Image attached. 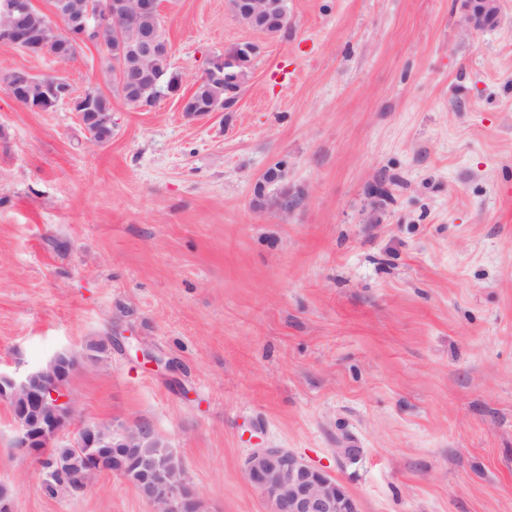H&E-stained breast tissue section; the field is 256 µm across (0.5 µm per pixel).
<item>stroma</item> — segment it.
I'll return each mask as SVG.
<instances>
[{"mask_svg": "<svg viewBox=\"0 0 512 512\" xmlns=\"http://www.w3.org/2000/svg\"><path fill=\"white\" fill-rule=\"evenodd\" d=\"M469 34L463 0H287L275 36L226 0H162L170 64L260 52L234 111L131 110L101 49L0 73L112 102L92 144L68 106L0 86V372L61 352L77 425L149 426L202 512H268L258 446L325 470L359 512H512V0ZM296 207L253 204L269 168ZM352 458L337 456L345 446ZM12 512H151L97 474L49 496L0 397Z\"/></svg>", "mask_w": 512, "mask_h": 512, "instance_id": "1", "label": "stroma"}]
</instances>
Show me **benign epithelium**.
I'll return each mask as SVG.
<instances>
[{
    "label": "benign epithelium",
    "instance_id": "1",
    "mask_svg": "<svg viewBox=\"0 0 512 512\" xmlns=\"http://www.w3.org/2000/svg\"><path fill=\"white\" fill-rule=\"evenodd\" d=\"M34 2L25 0L23 4H8L0 11V46L17 49L25 54L32 53V34L13 18V12L32 10ZM278 3L274 0H244L243 6L232 11L235 19L251 29L268 33L269 26L276 23L280 28L288 25V14L275 15ZM465 23L468 33L480 32L495 25L499 18V0H464ZM79 23L71 33L78 45H98L112 49L106 44L104 34L121 38L118 19L129 13L135 16L160 14V0H81L78 5ZM259 54V46L254 43H241L231 53L215 60L224 69V82L228 86L225 106L234 108L240 96L236 89L241 72L251 69ZM94 95L87 90L77 93L68 90L67 95L54 102L65 104L79 114L82 120H92L97 124L112 125V113L85 112L86 101ZM0 393L8 394L12 408L24 407L23 413H14L19 430L18 446L28 455L38 454L39 449L49 446L55 433L32 423L29 414H38L48 400L57 407H64L67 413L73 412L71 398L62 395L48 382L32 385L28 376H10L0 373ZM104 424H83L79 427L73 447L92 467L105 472L107 468L99 448L102 446L101 431ZM152 441V433L144 428L123 430L112 440V455L116 456L124 448H135ZM245 472L250 484L263 495L270 504L269 512H358L355 500L326 471L311 466L288 448L260 447L249 453L245 462ZM141 481L138 490L153 507V512H197L200 497L196 491L188 489L187 476L180 481L171 479L161 470V465L143 463L140 465Z\"/></svg>",
    "mask_w": 512,
    "mask_h": 512
}]
</instances>
